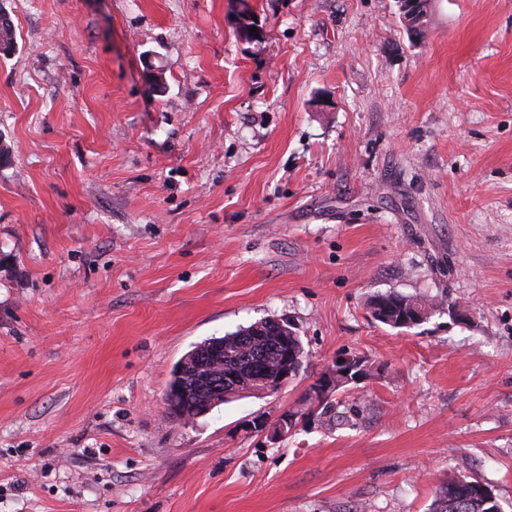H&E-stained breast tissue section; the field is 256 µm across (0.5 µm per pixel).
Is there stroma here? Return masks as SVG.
<instances>
[{
    "mask_svg": "<svg viewBox=\"0 0 512 512\" xmlns=\"http://www.w3.org/2000/svg\"><path fill=\"white\" fill-rule=\"evenodd\" d=\"M0 0V512H512V0ZM163 92H152L149 69ZM396 291L444 303L375 321ZM290 320L283 390L170 417ZM370 374L307 415L336 360ZM281 441L256 432L287 410ZM263 321L264 320L252 323L247 327L239 328V330H237L234 333L224 335V345H226V347L230 351L235 353L241 364L240 366H237L236 364L231 363L229 361H224L223 359L216 358L213 359L208 366L209 373L214 374L216 372V370L212 369V366L216 363L219 364L220 371L224 372L225 375L241 371L243 369V365L246 364L244 357L247 355V352L244 350L243 344L237 343L236 336H239V333H241V331L245 330L246 328ZM224 345L219 343H208L206 345H202L195 349L193 352H191V354L188 357V360L190 362H193L196 366L197 372H200L202 369L205 368L203 364H205L210 357H220V353H224ZM492 493V494H491ZM492 498L494 503L489 502ZM500 510H495V509ZM432 512H502L493 491L477 477L453 478L438 488Z\"/></svg>",
    "mask_w": 512,
    "mask_h": 512,
    "instance_id": "obj_1",
    "label": "stroma"
}]
</instances>
